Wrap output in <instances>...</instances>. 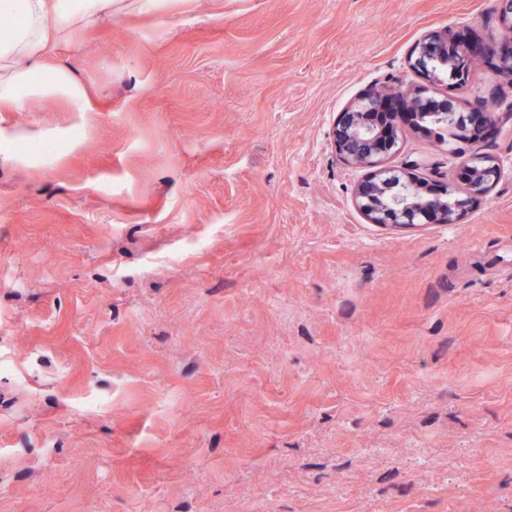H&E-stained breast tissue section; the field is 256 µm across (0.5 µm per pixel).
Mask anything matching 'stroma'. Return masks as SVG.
I'll use <instances>...</instances> for the list:
<instances>
[{"instance_id": "1", "label": "stroma", "mask_w": 512, "mask_h": 512, "mask_svg": "<svg viewBox=\"0 0 512 512\" xmlns=\"http://www.w3.org/2000/svg\"><path fill=\"white\" fill-rule=\"evenodd\" d=\"M437 31L503 39L495 0H121L58 60L86 121L0 115L78 136L0 157V512H512V75L430 91L495 105L458 223H368L331 144Z\"/></svg>"}]
</instances>
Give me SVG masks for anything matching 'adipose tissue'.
Instances as JSON below:
<instances>
[{
    "instance_id": "adipose-tissue-1",
    "label": "adipose tissue",
    "mask_w": 512,
    "mask_h": 512,
    "mask_svg": "<svg viewBox=\"0 0 512 512\" xmlns=\"http://www.w3.org/2000/svg\"><path fill=\"white\" fill-rule=\"evenodd\" d=\"M116 0H0V14L17 17L0 31V113L18 112L44 96L63 99L67 111H93L85 85L56 62L74 35L111 18Z\"/></svg>"
}]
</instances>
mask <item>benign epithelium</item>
<instances>
[{
    "label": "benign epithelium",
    "instance_id": "benign-epithelium-1",
    "mask_svg": "<svg viewBox=\"0 0 512 512\" xmlns=\"http://www.w3.org/2000/svg\"><path fill=\"white\" fill-rule=\"evenodd\" d=\"M452 41L448 33L431 34L415 49L412 66L423 79V83L411 90H398L392 98L398 100L409 112H414L423 96L432 86L441 81L436 66L449 68L454 76L459 70L473 65L476 57L482 55L483 47L477 42H468L467 56L454 58L449 52ZM488 61L503 72L512 74V41L504 44L497 54H491ZM383 99L374 94L357 98L344 112L332 130V145L338 157L347 165L370 169L366 180L358 185L354 193L356 207L373 224L415 225L424 222L454 224L459 216L473 202L484 197L500 176L495 162L488 156H469L459 166V173L465 181V196L458 195L454 179L449 178L434 189V194L425 197L418 192L421 182L407 180L405 193L392 200L379 198L382 182L404 178V172L388 166L385 157L397 145L398 135L382 140L381 131L375 129L370 118ZM455 141L464 143L474 136L491 134L487 113L474 110L457 116Z\"/></svg>",
    "mask_w": 512,
    "mask_h": 512
}]
</instances>
